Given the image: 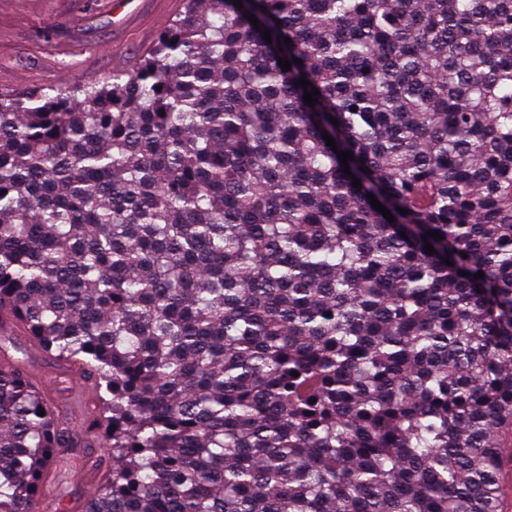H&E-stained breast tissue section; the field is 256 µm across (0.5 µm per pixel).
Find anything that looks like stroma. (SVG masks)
I'll return each instance as SVG.
<instances>
[{
	"instance_id": "35a3bbf8",
	"label": "stroma",
	"mask_w": 512,
	"mask_h": 512,
	"mask_svg": "<svg viewBox=\"0 0 512 512\" xmlns=\"http://www.w3.org/2000/svg\"><path fill=\"white\" fill-rule=\"evenodd\" d=\"M186 0H144L129 19L112 15L105 0H13L0 7V91H39L74 83H101L131 72L155 46L163 29L160 16L175 18ZM0 365L24 356L30 380L47 382L43 393L71 428L72 447L63 449L44 477L39 500L42 512H57L62 477H70L72 507H79L91 486L104 482L109 467L103 443L86 426L96 416L97 390H90L82 409L72 406L73 388L81 377L75 364L50 358L25 331L14 330L0 317Z\"/></svg>"
}]
</instances>
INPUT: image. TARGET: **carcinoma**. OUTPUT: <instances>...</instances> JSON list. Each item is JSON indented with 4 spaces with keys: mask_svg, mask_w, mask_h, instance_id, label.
<instances>
[{
    "mask_svg": "<svg viewBox=\"0 0 512 512\" xmlns=\"http://www.w3.org/2000/svg\"><path fill=\"white\" fill-rule=\"evenodd\" d=\"M240 2L0 92V315L102 391L82 512H502L512 0ZM70 443L1 366L0 512Z\"/></svg>",
    "mask_w": 512,
    "mask_h": 512,
    "instance_id": "cac0c4a2",
    "label": "carcinoma"
}]
</instances>
